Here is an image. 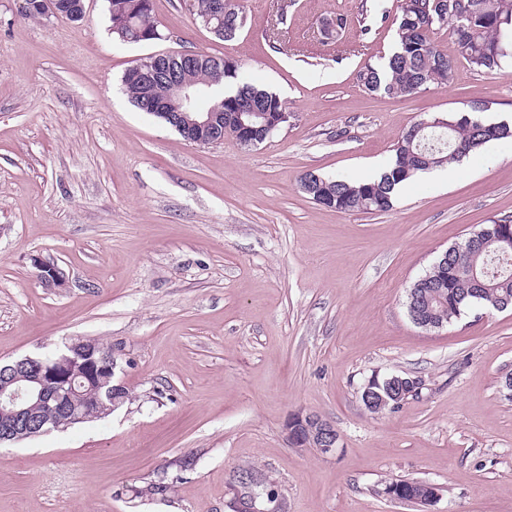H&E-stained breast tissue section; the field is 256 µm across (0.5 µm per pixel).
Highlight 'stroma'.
Instances as JSON below:
<instances>
[{"label":"stroma","mask_w":512,"mask_h":512,"mask_svg":"<svg viewBox=\"0 0 512 512\" xmlns=\"http://www.w3.org/2000/svg\"><path fill=\"white\" fill-rule=\"evenodd\" d=\"M0 0V360L93 339L130 399L105 419L0 446V512H232L244 468L286 512H512V309L480 305L415 326L410 285L478 225L512 219V137L414 178L390 210L340 212L300 187L313 171L367 178L438 113L512 114V73L453 58L448 84L403 98L358 82L394 49L399 0H238L216 39L189 0H154L161 39L86 16L26 18ZM371 4L363 13L362 4ZM371 25L364 33L363 25ZM238 62L289 119L246 148L184 141L122 91L142 58ZM57 263L42 284L30 257ZM421 377L396 411L361 400L372 375ZM329 420L335 454L293 447L297 414ZM161 477L167 497L143 496ZM436 485L430 506L381 490ZM224 1L228 2L226 11L224 8ZM215 0L212 3V12L211 15L208 16L205 20V24L207 28L211 29L212 32L215 33V29L220 27V22L224 17V21L222 24L224 25V37L216 38L223 41H230L236 38L238 33L242 30L245 25V16L243 11L240 9V5L237 0ZM217 19L219 21V25L215 28H212L210 25L211 19ZM226 33L229 34L230 37H226ZM30 259L32 265L38 270L39 278L46 288H66V275L57 264L48 262L39 255H32Z\"/></svg>","instance_id":"1"}]
</instances>
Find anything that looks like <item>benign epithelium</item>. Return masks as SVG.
<instances>
[{"mask_svg":"<svg viewBox=\"0 0 512 512\" xmlns=\"http://www.w3.org/2000/svg\"><path fill=\"white\" fill-rule=\"evenodd\" d=\"M34 9L48 16L70 17V7L63 0H25V10ZM128 75L142 83L156 79L170 83L169 99L159 104L155 102L153 107L164 112V116L186 141L199 145L224 141L221 110L198 111L196 99L199 91L195 87L174 81L169 73H160L155 69L154 61L149 59L130 68ZM31 262L45 287H66V275L58 265L39 255L31 256ZM116 368L115 357L107 363L95 360L93 350L85 339L71 341L58 353L25 356L4 363L0 367V404L10 407L11 418L0 424V445L14 444L49 431L48 418L44 417L37 424H31L29 412L32 406L48 413L65 411L74 422L83 420L80 412L66 405L74 379H87L101 374L113 376ZM288 437L294 446L315 448L324 455L334 453L339 442L334 426L316 414H297L292 417L288 421Z\"/></svg>","mask_w":512,"mask_h":512,"instance_id":"7a95c632","label":"benign epithelium"}]
</instances>
